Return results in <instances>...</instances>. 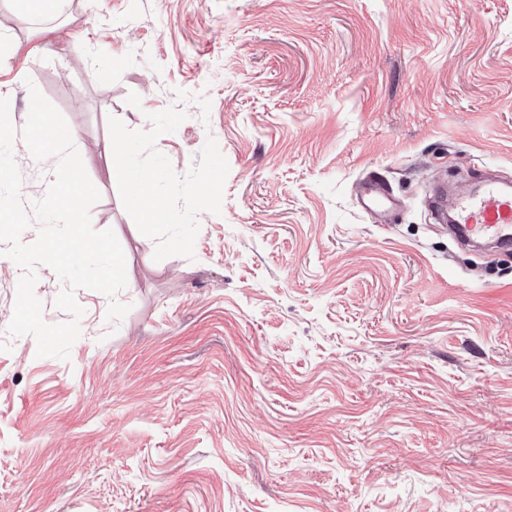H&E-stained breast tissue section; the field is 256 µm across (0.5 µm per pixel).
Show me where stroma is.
<instances>
[{"mask_svg": "<svg viewBox=\"0 0 512 512\" xmlns=\"http://www.w3.org/2000/svg\"><path fill=\"white\" fill-rule=\"evenodd\" d=\"M32 84L79 133L129 311L76 289L69 357L37 356L0 264V512H512V250L459 251L429 207L512 181V0H0L15 128ZM169 107L174 171L211 136L229 173L193 258L158 261L99 146ZM13 154L32 205L58 160Z\"/></svg>", "mask_w": 512, "mask_h": 512, "instance_id": "35a3bbf8", "label": "stroma"}]
</instances>
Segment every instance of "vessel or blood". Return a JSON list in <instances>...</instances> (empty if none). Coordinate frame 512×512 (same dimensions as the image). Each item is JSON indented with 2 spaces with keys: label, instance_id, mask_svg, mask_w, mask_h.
<instances>
[{
  "label": "vessel or blood",
  "instance_id": "b4317fda",
  "mask_svg": "<svg viewBox=\"0 0 512 512\" xmlns=\"http://www.w3.org/2000/svg\"><path fill=\"white\" fill-rule=\"evenodd\" d=\"M451 209L450 231L459 246L512 245V189L502 182L489 179L480 193L456 195Z\"/></svg>",
  "mask_w": 512,
  "mask_h": 512
}]
</instances>
